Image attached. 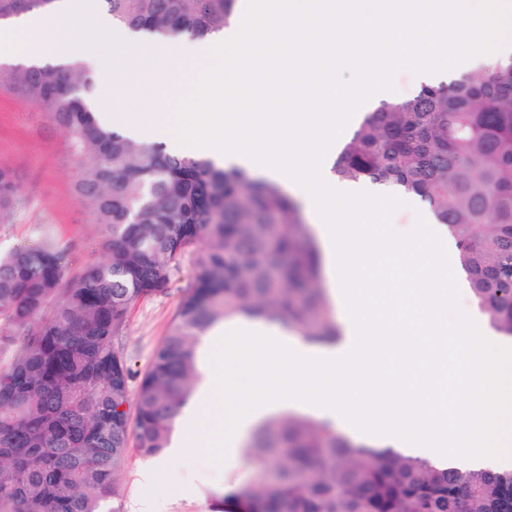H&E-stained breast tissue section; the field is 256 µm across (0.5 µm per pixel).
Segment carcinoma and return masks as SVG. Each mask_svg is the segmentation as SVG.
<instances>
[{
    "label": "carcinoma",
    "mask_w": 512,
    "mask_h": 512,
    "mask_svg": "<svg viewBox=\"0 0 512 512\" xmlns=\"http://www.w3.org/2000/svg\"><path fill=\"white\" fill-rule=\"evenodd\" d=\"M56 0H0V22ZM112 21L159 39L222 29L237 0H101ZM52 114L80 161L78 194L108 235L109 256L66 280L50 244L0 255V512H120L116 474L130 445L168 447L199 379L200 340L240 315L305 342L341 337L320 249L300 204L278 185L198 155H177L103 123L96 75L62 65L0 68V81ZM341 181L394 186L446 225L477 306L512 336V63L421 86L367 113L337 154ZM0 166V216L21 193ZM192 285L135 392L115 344L130 306L162 292L198 243ZM135 405L129 420L122 405ZM248 482L224 512H512V470L463 472L354 441L330 422L284 412L244 446Z\"/></svg>",
    "instance_id": "1"
}]
</instances>
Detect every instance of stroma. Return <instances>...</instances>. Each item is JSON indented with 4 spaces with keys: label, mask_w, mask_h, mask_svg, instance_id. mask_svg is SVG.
I'll list each match as a JSON object with an SVG mask.
<instances>
[{
    "label": "stroma",
    "mask_w": 512,
    "mask_h": 512,
    "mask_svg": "<svg viewBox=\"0 0 512 512\" xmlns=\"http://www.w3.org/2000/svg\"><path fill=\"white\" fill-rule=\"evenodd\" d=\"M23 177L20 198L0 222V253L50 243L70 252L68 278L107 256L105 230L75 190L76 157L49 112L0 86V166ZM195 253L183 258L167 289L129 309L120 346L133 380H140L186 293ZM147 457L129 450L118 476L120 512H212L220 496L245 482L250 468L237 459L214 462L196 454L169 463L164 476L146 482Z\"/></svg>",
    "instance_id": "stroma-1"
}]
</instances>
